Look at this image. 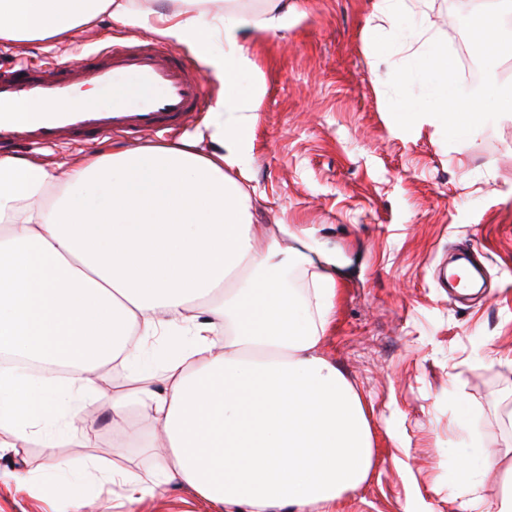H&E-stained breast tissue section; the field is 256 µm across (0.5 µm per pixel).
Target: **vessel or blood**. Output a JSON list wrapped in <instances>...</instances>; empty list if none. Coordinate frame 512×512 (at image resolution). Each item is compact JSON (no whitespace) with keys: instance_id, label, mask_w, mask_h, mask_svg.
<instances>
[{"instance_id":"obj_1","label":"vessel or blood","mask_w":512,"mask_h":512,"mask_svg":"<svg viewBox=\"0 0 512 512\" xmlns=\"http://www.w3.org/2000/svg\"><path fill=\"white\" fill-rule=\"evenodd\" d=\"M87 80L111 90V108L73 104L75 85ZM208 83L160 42L107 47L69 70L21 68L0 79V148L176 131L201 110ZM21 101L29 112H16Z\"/></svg>"}]
</instances>
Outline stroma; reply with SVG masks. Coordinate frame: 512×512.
<instances>
[{"label":"stroma","instance_id":"1","mask_svg":"<svg viewBox=\"0 0 512 512\" xmlns=\"http://www.w3.org/2000/svg\"><path fill=\"white\" fill-rule=\"evenodd\" d=\"M282 30L254 31L258 119L244 187L254 221L285 224L336 257V311L322 354L354 383L370 414L373 467L337 512H466L456 457L512 438V114L449 144L439 126L401 130L387 83L408 63L405 42L421 18L409 7L380 19L377 0H288ZM478 0H430L429 19L451 52L468 36L462 19ZM143 24L100 16L56 45L0 44V65L72 66L115 43H147ZM469 244L486 288L461 298L446 283L450 257ZM95 458L145 477L152 451L122 446L108 413L50 451L35 442L0 453V473L45 470L53 455ZM112 483L85 497L43 498L34 485L0 483V512H212L180 481L129 501Z\"/></svg>","mask_w":512,"mask_h":512}]
</instances>
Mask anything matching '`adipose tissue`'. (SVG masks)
<instances>
[{
  "mask_svg": "<svg viewBox=\"0 0 512 512\" xmlns=\"http://www.w3.org/2000/svg\"><path fill=\"white\" fill-rule=\"evenodd\" d=\"M211 2L175 0L154 17L222 86L217 151L112 144L62 176L0 156V358L68 370H0V449L31 440L56 447L82 429L90 400L134 444L135 404L164 476L214 512H334L373 466L364 403L320 352L336 307V262L302 241L282 246L286 225L254 223L242 185L257 115L255 92L241 81L254 63L240 35L282 28L288 0H267L260 15L238 0L218 11ZM104 12L124 24L140 15L131 0H0V43H63ZM246 266L251 277L225 291ZM161 337L168 350L157 373L139 355ZM115 361L132 392L100 386L99 369ZM481 469L500 473L495 512H512V439L459 459L474 507Z\"/></svg>",
  "mask_w": 512,
  "mask_h": 512,
  "instance_id": "1",
  "label": "adipose tissue"
}]
</instances>
